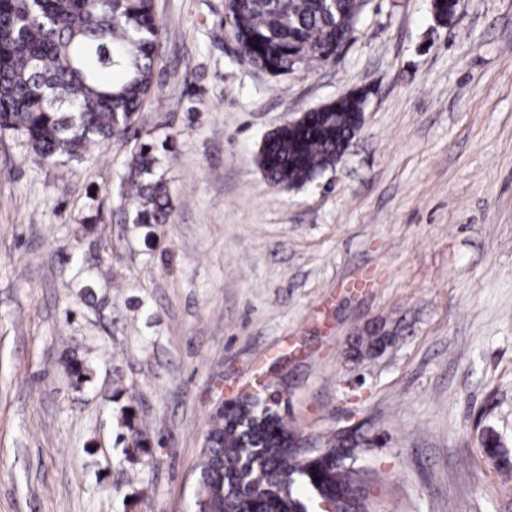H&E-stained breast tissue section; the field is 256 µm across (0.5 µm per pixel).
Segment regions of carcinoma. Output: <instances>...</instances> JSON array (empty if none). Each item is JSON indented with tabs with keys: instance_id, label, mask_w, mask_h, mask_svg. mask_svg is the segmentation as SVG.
<instances>
[{
	"instance_id": "obj_1",
	"label": "carcinoma",
	"mask_w": 512,
	"mask_h": 512,
	"mask_svg": "<svg viewBox=\"0 0 512 512\" xmlns=\"http://www.w3.org/2000/svg\"><path fill=\"white\" fill-rule=\"evenodd\" d=\"M353 0H230L231 32L242 62L273 75L338 52L355 30ZM162 27L155 0H0V130L25 138L41 161L78 159L125 135L151 91ZM363 99L349 96L316 111L305 125L283 124L264 148L267 179L302 187L336 168L359 131ZM142 143L131 156L125 201L135 224H166L172 214L160 153ZM393 342L373 332L353 347L374 358ZM61 366L77 389L93 368L69 354ZM266 386L225 400L210 416L199 462L198 490L207 512H367L368 472L355 467L371 444L361 434H334L305 456L299 434ZM117 444L124 455L150 453V439L130 408L120 411ZM485 454L502 469L512 454L497 433L483 434Z\"/></svg>"
}]
</instances>
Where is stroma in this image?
Segmentation results:
<instances>
[{
  "label": "stroma",
  "instance_id": "obj_1",
  "mask_svg": "<svg viewBox=\"0 0 512 512\" xmlns=\"http://www.w3.org/2000/svg\"><path fill=\"white\" fill-rule=\"evenodd\" d=\"M156 12L128 139L52 164L0 131V512H194L208 420L259 381L303 436L375 437L374 512H512L481 445L512 450V0L447 25L367 0L335 57L276 77L240 62L224 0ZM364 89L336 169L271 184L265 136ZM168 136L171 219L134 223L130 152ZM372 326L394 344L353 361ZM125 405L149 460L116 442ZM61 366L73 378L74 386L77 389L82 388L92 379L93 368L86 361L79 360L75 356L65 354L61 358Z\"/></svg>",
  "mask_w": 512,
  "mask_h": 512
}]
</instances>
